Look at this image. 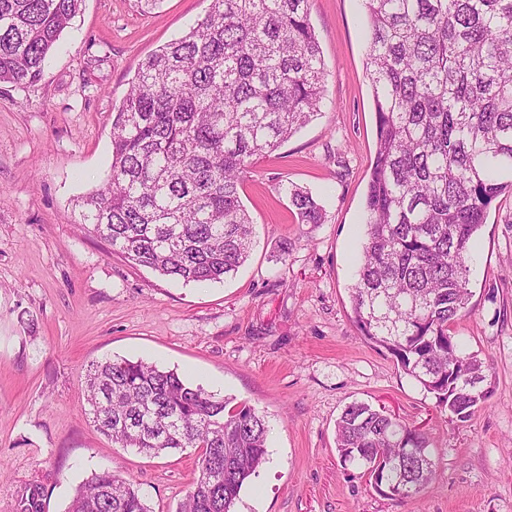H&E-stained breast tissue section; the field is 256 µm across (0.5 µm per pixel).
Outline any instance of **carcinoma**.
<instances>
[{
  "instance_id": "1",
  "label": "carcinoma",
  "mask_w": 512,
  "mask_h": 512,
  "mask_svg": "<svg viewBox=\"0 0 512 512\" xmlns=\"http://www.w3.org/2000/svg\"><path fill=\"white\" fill-rule=\"evenodd\" d=\"M84 0H0V83L32 84ZM377 141L351 286L362 335L461 422L490 375L450 326L470 297L469 245L512 183V0H362ZM311 0H211L205 17L138 68L112 116L104 184L76 199L78 223L134 264L184 283L221 282L247 261L253 220L240 191L255 160L320 111L324 63ZM300 224L306 191L281 187ZM94 426L149 457L198 448L176 512H232L267 456L265 416L174 370L106 359L86 378ZM429 438L354 402L336 425L343 462L381 495L435 478ZM32 483L16 512H45ZM67 512H151L112 470L78 486Z\"/></svg>"
}]
</instances>
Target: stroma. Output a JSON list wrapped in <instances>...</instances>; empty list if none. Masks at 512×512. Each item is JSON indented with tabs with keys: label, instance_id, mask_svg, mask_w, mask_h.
<instances>
[{
	"label": "stroma",
	"instance_id": "stroma-1",
	"mask_svg": "<svg viewBox=\"0 0 512 512\" xmlns=\"http://www.w3.org/2000/svg\"><path fill=\"white\" fill-rule=\"evenodd\" d=\"M209 7L161 0L144 12L134 0H84L38 81L0 83V512H16L35 481L45 512H67L76 487L106 468L133 482L152 512H176L198 452L150 458L97 431L85 378L106 358L176 370L264 413L268 456L234 512H512V191L470 242L471 296L451 326L492 374L468 421L353 321L376 149L362 0H312L325 99L246 178L255 237L236 275L175 281L79 228L75 201L107 177L112 112L139 64ZM283 183L311 193L323 222L297 223ZM356 401L428 436L437 478L417 496H382L340 459L336 422Z\"/></svg>",
	"mask_w": 512,
	"mask_h": 512
}]
</instances>
